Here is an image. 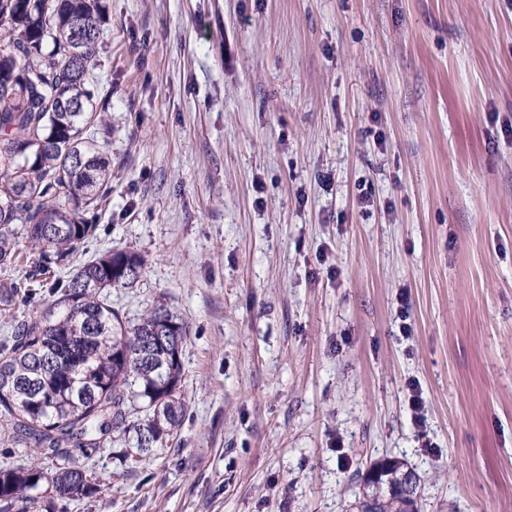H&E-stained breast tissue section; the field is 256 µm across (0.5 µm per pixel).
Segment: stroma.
<instances>
[{
    "mask_svg": "<svg viewBox=\"0 0 512 512\" xmlns=\"http://www.w3.org/2000/svg\"><path fill=\"white\" fill-rule=\"evenodd\" d=\"M103 2L112 190L69 265L144 258L109 299L182 319L187 408L49 512H357L384 458L421 512H512V0Z\"/></svg>",
    "mask_w": 512,
    "mask_h": 512,
    "instance_id": "stroma-1",
    "label": "stroma"
}]
</instances>
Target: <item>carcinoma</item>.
<instances>
[{
	"label": "carcinoma",
	"mask_w": 512,
	"mask_h": 512,
	"mask_svg": "<svg viewBox=\"0 0 512 512\" xmlns=\"http://www.w3.org/2000/svg\"><path fill=\"white\" fill-rule=\"evenodd\" d=\"M102 0H0V267L22 261L16 225L39 261L19 280L0 282V311L15 322L0 341V441L39 449L56 463L0 467V512L19 500L41 507L45 485L61 497L93 496L100 481L85 460L116 435L126 464L167 447L181 426L179 397L186 326L165 306L130 321L104 292L142 275L136 252L110 249L57 277L64 261L96 235L112 186V160L97 147L108 130L95 95ZM45 315H25L43 289ZM397 459L367 471L372 492L359 512H419L387 484Z\"/></svg>",
	"instance_id": "1"
}]
</instances>
